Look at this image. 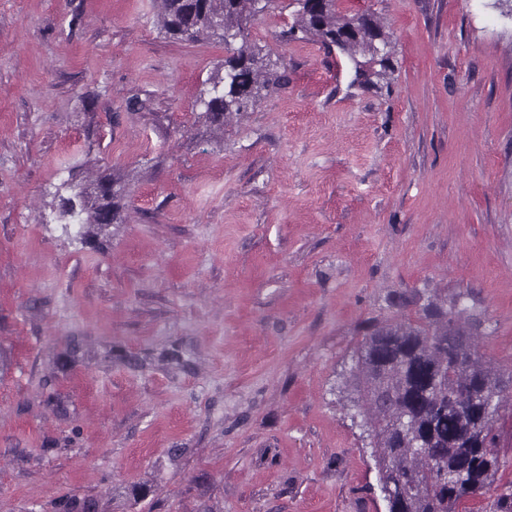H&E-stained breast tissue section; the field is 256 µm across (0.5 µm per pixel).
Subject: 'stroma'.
I'll return each mask as SVG.
<instances>
[{"mask_svg": "<svg viewBox=\"0 0 512 512\" xmlns=\"http://www.w3.org/2000/svg\"><path fill=\"white\" fill-rule=\"evenodd\" d=\"M337 6L392 33L387 79L271 0L287 82L217 127L224 44L158 0H0V512H386L346 386L371 320L465 294L512 374V9ZM104 173L126 207L85 240L56 204ZM493 432L469 512L512 486V407Z\"/></svg>", "mask_w": 512, "mask_h": 512, "instance_id": "obj_1", "label": "stroma"}]
</instances>
